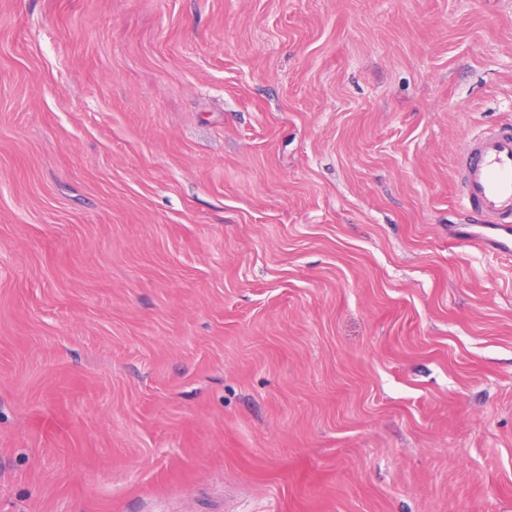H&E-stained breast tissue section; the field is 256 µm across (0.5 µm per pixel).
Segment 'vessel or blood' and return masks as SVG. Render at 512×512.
I'll list each match as a JSON object with an SVG mask.
<instances>
[{
    "label": "vessel or blood",
    "mask_w": 512,
    "mask_h": 512,
    "mask_svg": "<svg viewBox=\"0 0 512 512\" xmlns=\"http://www.w3.org/2000/svg\"><path fill=\"white\" fill-rule=\"evenodd\" d=\"M457 189L478 219L469 240L512 260V127H490L469 140Z\"/></svg>",
    "instance_id": "vessel-or-blood-1"
}]
</instances>
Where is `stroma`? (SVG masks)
Returning a JSON list of instances; mask_svg holds the SVG:
<instances>
[{
  "instance_id": "obj_1",
  "label": "stroma",
  "mask_w": 512,
  "mask_h": 512,
  "mask_svg": "<svg viewBox=\"0 0 512 512\" xmlns=\"http://www.w3.org/2000/svg\"><path fill=\"white\" fill-rule=\"evenodd\" d=\"M493 123L512 0H0V512H512ZM457 189L478 219L461 230L475 245L512 260V128L490 127L471 138L460 157Z\"/></svg>"
}]
</instances>
